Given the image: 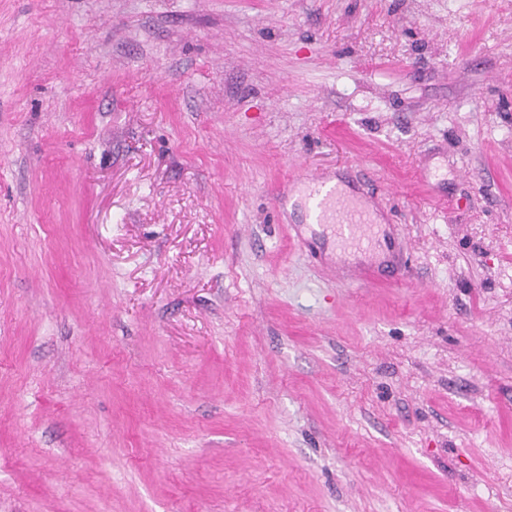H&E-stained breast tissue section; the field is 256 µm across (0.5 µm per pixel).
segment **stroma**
<instances>
[{"instance_id":"1","label":"stroma","mask_w":512,"mask_h":512,"mask_svg":"<svg viewBox=\"0 0 512 512\" xmlns=\"http://www.w3.org/2000/svg\"><path fill=\"white\" fill-rule=\"evenodd\" d=\"M0 512H512V0H0ZM315 203L314 217L323 229H329L345 246L363 249L377 236V224L369 215L336 187H326L317 175L304 178Z\"/></svg>"}]
</instances>
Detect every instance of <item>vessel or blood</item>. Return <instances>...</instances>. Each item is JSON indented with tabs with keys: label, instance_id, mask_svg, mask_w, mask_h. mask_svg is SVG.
<instances>
[{
	"label": "vessel or blood",
	"instance_id": "1",
	"mask_svg": "<svg viewBox=\"0 0 512 512\" xmlns=\"http://www.w3.org/2000/svg\"><path fill=\"white\" fill-rule=\"evenodd\" d=\"M306 181L315 203L314 217L320 227L331 230L349 247L361 249L373 243L377 226L364 210L339 189L326 186L318 176H307Z\"/></svg>",
	"mask_w": 512,
	"mask_h": 512
}]
</instances>
